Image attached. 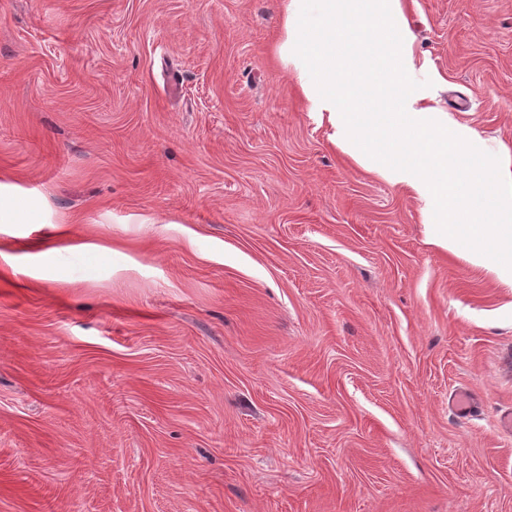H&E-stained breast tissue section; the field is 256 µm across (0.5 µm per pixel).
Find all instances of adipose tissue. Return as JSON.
Wrapping results in <instances>:
<instances>
[{
  "label": "adipose tissue",
  "instance_id": "1",
  "mask_svg": "<svg viewBox=\"0 0 512 512\" xmlns=\"http://www.w3.org/2000/svg\"><path fill=\"white\" fill-rule=\"evenodd\" d=\"M276 55L332 144L418 202L430 244L512 288V157L417 88L404 0H285Z\"/></svg>",
  "mask_w": 512,
  "mask_h": 512
}]
</instances>
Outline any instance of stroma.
<instances>
[{"label":"stroma","instance_id":"35a3bbf8","mask_svg":"<svg viewBox=\"0 0 512 512\" xmlns=\"http://www.w3.org/2000/svg\"><path fill=\"white\" fill-rule=\"evenodd\" d=\"M407 11L512 149V0ZM283 13L0 0V512H512V288L329 141Z\"/></svg>","mask_w":512,"mask_h":512}]
</instances>
